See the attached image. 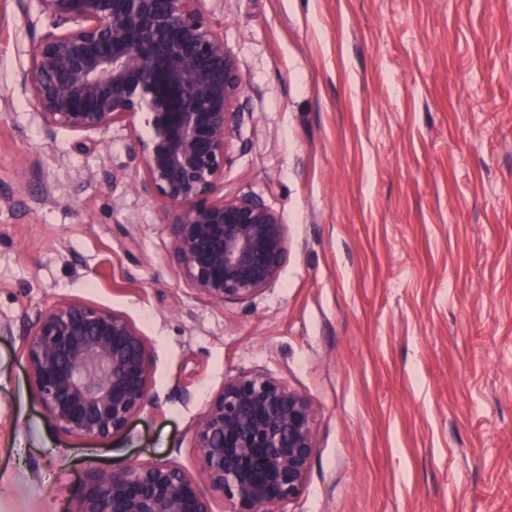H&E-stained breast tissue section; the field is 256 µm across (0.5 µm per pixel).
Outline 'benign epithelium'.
Segmentation results:
<instances>
[{"mask_svg":"<svg viewBox=\"0 0 512 512\" xmlns=\"http://www.w3.org/2000/svg\"><path fill=\"white\" fill-rule=\"evenodd\" d=\"M49 28L19 84L44 128L88 134L147 114L129 148L135 191L172 207L173 255L215 302H247L288 259V227L253 195L217 197L247 84L197 0H38ZM31 385L54 426L99 440L151 400L153 360L125 315L62 300L28 321ZM203 480L173 462L99 471L76 512H276L297 499L316 448L310 402L262 371L226 379L194 429Z\"/></svg>","mask_w":512,"mask_h":512,"instance_id":"7a95c632","label":"benign epithelium"}]
</instances>
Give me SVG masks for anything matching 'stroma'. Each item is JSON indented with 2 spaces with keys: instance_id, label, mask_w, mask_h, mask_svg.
<instances>
[{
  "instance_id": "stroma-1",
  "label": "stroma",
  "mask_w": 512,
  "mask_h": 512,
  "mask_svg": "<svg viewBox=\"0 0 512 512\" xmlns=\"http://www.w3.org/2000/svg\"><path fill=\"white\" fill-rule=\"evenodd\" d=\"M247 81L218 192L288 226L278 281L206 299L136 193L144 121L47 134L18 83L47 26L0 0V512H75L94 472H197L196 422L260 370L316 453L283 512H512V0H198ZM64 299L126 315L154 361L118 434L57 430L24 358Z\"/></svg>"
}]
</instances>
